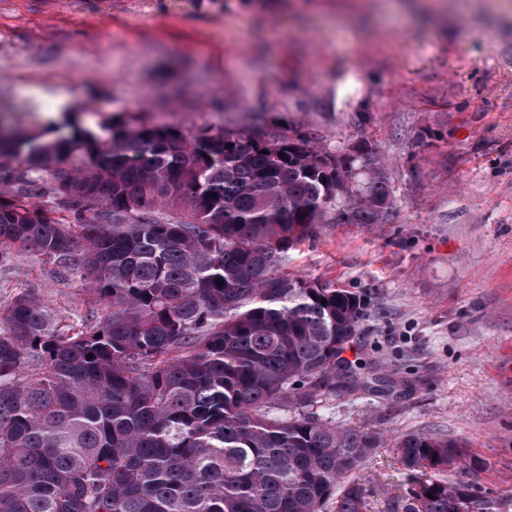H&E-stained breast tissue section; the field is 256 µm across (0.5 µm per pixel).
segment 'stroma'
Instances as JSON below:
<instances>
[{
	"label": "stroma",
	"mask_w": 512,
	"mask_h": 512,
	"mask_svg": "<svg viewBox=\"0 0 512 512\" xmlns=\"http://www.w3.org/2000/svg\"><path fill=\"white\" fill-rule=\"evenodd\" d=\"M0 0V119L38 131L140 113L190 135L259 126L324 152L370 144L394 204L376 224L328 214L284 269L362 295L345 356L385 376L324 415L459 441L449 479L512 512V0ZM64 106H57V97ZM68 322L99 315L43 256L0 266ZM367 512L409 479L392 449L356 474Z\"/></svg>",
	"instance_id": "obj_1"
}]
</instances>
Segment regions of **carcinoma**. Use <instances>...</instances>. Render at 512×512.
I'll return each mask as SVG.
<instances>
[{
	"mask_svg": "<svg viewBox=\"0 0 512 512\" xmlns=\"http://www.w3.org/2000/svg\"><path fill=\"white\" fill-rule=\"evenodd\" d=\"M308 137L191 135L132 118L0 130V264L45 257L106 313L79 330L24 290L0 308V512H364L374 448L410 471L401 512H488L448 481L456 442L318 413L356 384L364 301L283 271L345 179ZM345 222L393 204L377 153ZM326 303H321V300Z\"/></svg>",
	"mask_w": 512,
	"mask_h": 512,
	"instance_id": "cac0c4a2",
	"label": "carcinoma"
}]
</instances>
